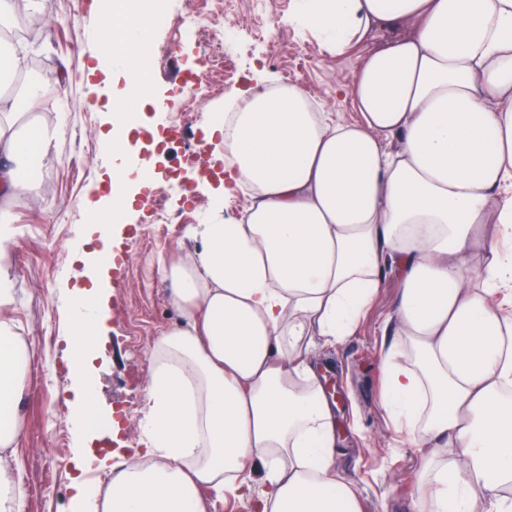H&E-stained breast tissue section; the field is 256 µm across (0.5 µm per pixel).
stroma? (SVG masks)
I'll return each instance as SVG.
<instances>
[{"instance_id": "1", "label": "stroma", "mask_w": 512, "mask_h": 512, "mask_svg": "<svg viewBox=\"0 0 512 512\" xmlns=\"http://www.w3.org/2000/svg\"><path fill=\"white\" fill-rule=\"evenodd\" d=\"M165 27L152 30L160 45L175 44L183 72L205 70L199 46L207 35L185 38L181 23L199 0H162ZM91 0H41L48 16L33 41H22L25 58L39 68L23 66L29 81L51 95L33 116L59 136L36 181L20 180L9 199L19 229L12 252L15 303L8 316L30 345V365L20 405L23 432L18 442L23 459L26 512H72L70 483L77 442L68 406H56L71 384L65 358L73 333L70 297L90 284L84 272L101 246L113 260L102 267L103 289L96 302L103 339L94 359L96 389L90 396L100 426L89 429L98 462L84 475L95 488H106L116 448H136L151 372L150 349L157 336L178 326L181 316L164 281L160 262L190 248L188 225L155 224L153 213L180 212L188 217H239L249 206L248 192L225 194L224 143L208 139L205 114L225 104L247 103L254 91L270 84L302 87L326 111L355 117L350 99L336 95L337 84L349 81L358 58L327 56L320 41L287 25L297 0H224L226 16L239 30L234 47L224 51V78L218 95L191 98L184 80L166 77L167 53L152 58L155 102L140 106V120L130 139L146 149L155 134L173 120L192 128L177 153H165L146 199L126 210L103 244L89 216L109 197L112 158L97 152L108 131L112 108V74L97 35L99 19ZM282 19L281 38L268 45L261 31L270 18ZM400 283L387 277L351 336L336 347H316L311 359L328 369L341 386L344 401L336 417L340 446L337 470L350 480L362 512H413L412 498L423 463L421 449L388 417L380 403L382 359L392 340L387 323Z\"/></svg>"}]
</instances>
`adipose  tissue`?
Listing matches in <instances>:
<instances>
[{
    "label": "adipose tissue",
    "instance_id": "obj_1",
    "mask_svg": "<svg viewBox=\"0 0 512 512\" xmlns=\"http://www.w3.org/2000/svg\"><path fill=\"white\" fill-rule=\"evenodd\" d=\"M130 100L153 95L138 10L94 0ZM294 23L329 56L379 31L351 82L346 122L295 85L264 88L221 133L224 189L253 190L236 219L192 228L163 262L181 312L158 336L142 446L112 466L102 512H210L200 495L254 512H360L334 468L333 409L310 360L352 333L387 273L401 288L382 361V404L429 447L415 512H472L474 492L512 512V0H298ZM35 91L0 90V195L35 170L56 130L21 118ZM16 227L0 206V310L12 306ZM72 422L97 338L95 305L71 302ZM30 346L0 319V512H26L18 406Z\"/></svg>",
    "mask_w": 512,
    "mask_h": 512
}]
</instances>
